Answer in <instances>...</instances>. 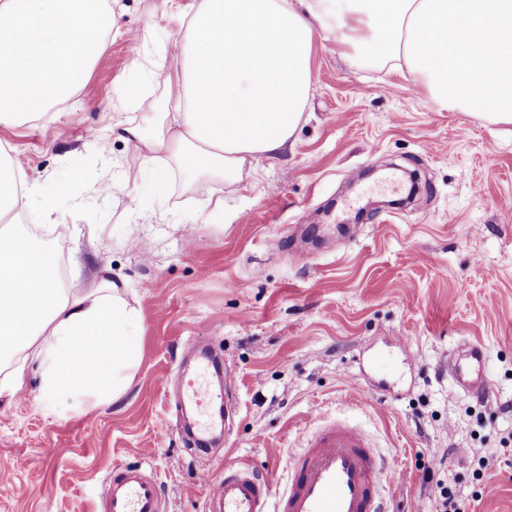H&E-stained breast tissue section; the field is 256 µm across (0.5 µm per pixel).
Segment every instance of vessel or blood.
Wrapping results in <instances>:
<instances>
[{
    "instance_id": "vessel-or-blood-1",
    "label": "vessel or blood",
    "mask_w": 512,
    "mask_h": 512,
    "mask_svg": "<svg viewBox=\"0 0 512 512\" xmlns=\"http://www.w3.org/2000/svg\"><path fill=\"white\" fill-rule=\"evenodd\" d=\"M450 376L456 387L488 396L482 348L467 342L455 353ZM290 479L273 492V475L243 462L224 465V477L206 483V512H390L377 484L391 467L366 436L342 422L318 430L290 457ZM99 512H161V486L136 465L113 467L99 499Z\"/></svg>"
}]
</instances>
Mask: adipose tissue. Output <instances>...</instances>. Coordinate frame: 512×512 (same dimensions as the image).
<instances>
[{
    "instance_id": "adipose-tissue-1",
    "label": "adipose tissue",
    "mask_w": 512,
    "mask_h": 512,
    "mask_svg": "<svg viewBox=\"0 0 512 512\" xmlns=\"http://www.w3.org/2000/svg\"><path fill=\"white\" fill-rule=\"evenodd\" d=\"M321 32L348 58L407 75L441 109L512 124V0H199L180 38H151L174 61L149 72L169 89L164 131L150 137L118 118L109 135L158 156L157 189L179 166L210 212L223 213L219 181H240L294 145ZM60 254L0 234V360L13 362L0 398L21 391L34 365L45 402L119 400L140 361V312L102 283L70 294Z\"/></svg>"
}]
</instances>
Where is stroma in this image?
Wrapping results in <instances>:
<instances>
[{"label":"stroma","instance_id":"1","mask_svg":"<svg viewBox=\"0 0 512 512\" xmlns=\"http://www.w3.org/2000/svg\"><path fill=\"white\" fill-rule=\"evenodd\" d=\"M199 0H115L109 48L67 99L31 122L0 127V147L38 194L15 228L63 243L61 282L107 278L141 317V359L117 402L39 399L30 369L23 397L0 399V512H97L116 464L139 465L162 487V512H204L201 475L224 464L268 469L324 424L366 433L393 460L383 482L394 512H431L439 488L466 512H512V455L484 459L512 432V128L441 111L400 74L340 55L318 35L308 117L288 153L259 159L219 185L223 216L208 215L181 171L164 192L143 153L87 132L115 116L153 132L168 89L156 83L124 106L118 77L150 47L149 33H183ZM83 201L72 205L73 198ZM56 203L41 223L40 202ZM236 373L229 430L196 450L183 433L187 341ZM485 352L490 396L457 389L448 356L462 342ZM408 344L394 384L362 408L352 380L382 378L368 363ZM443 463L432 483L423 468Z\"/></svg>","mask_w":512,"mask_h":512}]
</instances>
